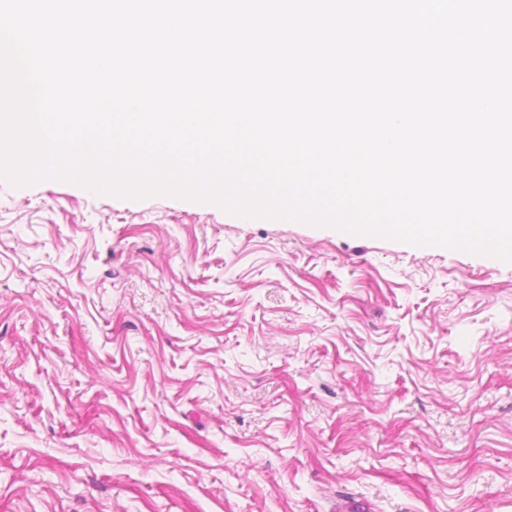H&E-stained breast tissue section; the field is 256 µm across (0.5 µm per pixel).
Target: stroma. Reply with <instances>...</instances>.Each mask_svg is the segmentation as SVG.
Returning a JSON list of instances; mask_svg holds the SVG:
<instances>
[{"label": "stroma", "mask_w": 512, "mask_h": 512, "mask_svg": "<svg viewBox=\"0 0 512 512\" xmlns=\"http://www.w3.org/2000/svg\"><path fill=\"white\" fill-rule=\"evenodd\" d=\"M0 512H512V261L0 179Z\"/></svg>", "instance_id": "obj_1"}]
</instances>
